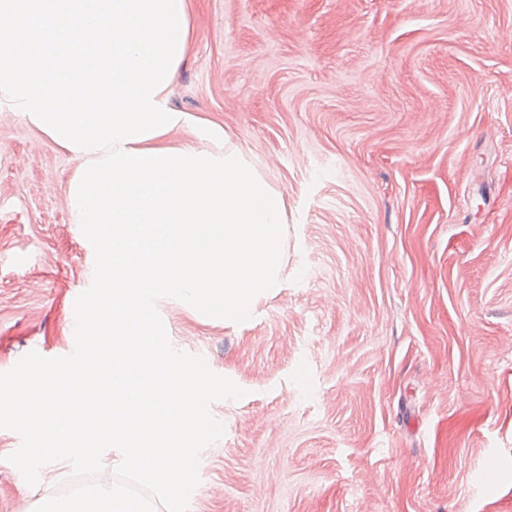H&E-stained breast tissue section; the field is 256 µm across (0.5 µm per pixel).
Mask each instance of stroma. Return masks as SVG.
I'll list each match as a JSON object with an SVG mask.
<instances>
[{
    "label": "stroma",
    "mask_w": 512,
    "mask_h": 512,
    "mask_svg": "<svg viewBox=\"0 0 512 512\" xmlns=\"http://www.w3.org/2000/svg\"><path fill=\"white\" fill-rule=\"evenodd\" d=\"M190 25L169 102L224 128L288 224L251 319L157 305L246 391L210 407L188 512H512V0H193ZM84 163L0 106V372L74 340ZM16 437L0 512L77 485L65 462L29 486Z\"/></svg>",
    "instance_id": "1"
}]
</instances>
